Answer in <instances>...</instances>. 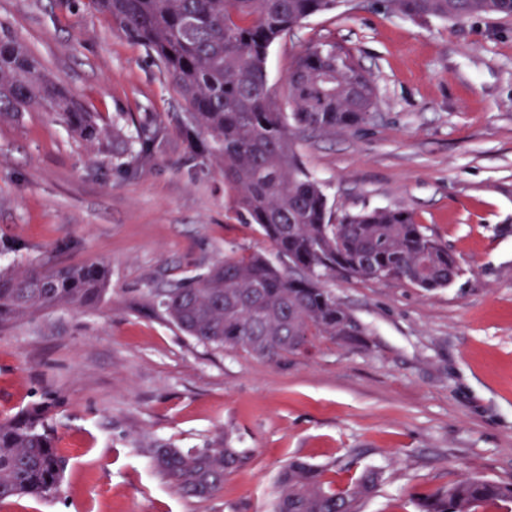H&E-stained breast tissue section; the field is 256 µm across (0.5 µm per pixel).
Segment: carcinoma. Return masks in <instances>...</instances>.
Returning a JSON list of instances; mask_svg holds the SVG:
<instances>
[{"label": "carcinoma", "mask_w": 512, "mask_h": 512, "mask_svg": "<svg viewBox=\"0 0 512 512\" xmlns=\"http://www.w3.org/2000/svg\"><path fill=\"white\" fill-rule=\"evenodd\" d=\"M155 54L178 88L192 123L221 162L235 209L270 242L262 253H233L198 278L165 290L161 305L185 334L204 344L240 349L277 362L329 337L359 341L346 309L322 278L342 272L364 280H398L427 291L448 286L459 261L405 208H373L336 218L323 185L298 147L314 134H334L375 119L374 80L351 51L316 41L294 60L286 107L270 101L271 46L307 18L343 0H91ZM391 14L461 22L511 20L512 0H379ZM45 109L82 141L107 129L48 74L16 37L0 35V117ZM100 263L39 270H0V327L56 307L90 309L105 292ZM154 471L177 493L207 500L244 456L222 439L184 451L147 449ZM327 469L292 459L278 478L273 512H358L381 479L364 471L335 488ZM63 458L46 408L0 419V502L46 499L60 487ZM421 512H486L512 507V486L467 477L422 498Z\"/></svg>", "instance_id": "obj_1"}]
</instances>
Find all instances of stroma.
Returning <instances> with one entry per match:
<instances>
[{"mask_svg":"<svg viewBox=\"0 0 512 512\" xmlns=\"http://www.w3.org/2000/svg\"><path fill=\"white\" fill-rule=\"evenodd\" d=\"M18 37L88 111L147 154L90 147L38 110L0 118V267L107 269L93 309H50L0 329V417L47 406L66 462L59 494L0 512H269L292 458L337 487L380 471L360 512H420L480 476L512 485V21H414L344 0L273 44L276 105L294 58L328 38L371 73L373 122L299 153L337 215L405 208L460 263L444 288L325 277L363 332L271 363L204 344L160 304L225 254H272L232 211L209 143L151 51L90 0H0ZM230 437L244 463L200 501L146 454Z\"/></svg>","mask_w":512,"mask_h":512,"instance_id":"stroma-1","label":"stroma"}]
</instances>
